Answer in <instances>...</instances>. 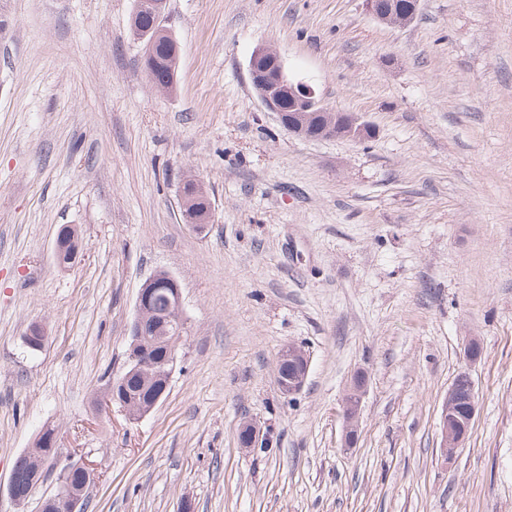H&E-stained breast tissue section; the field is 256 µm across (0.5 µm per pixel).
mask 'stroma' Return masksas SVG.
Segmentation results:
<instances>
[{"label": "stroma", "instance_id": "stroma-1", "mask_svg": "<svg viewBox=\"0 0 512 512\" xmlns=\"http://www.w3.org/2000/svg\"><path fill=\"white\" fill-rule=\"evenodd\" d=\"M418 3L402 26L365 0H167L165 95L136 0H0V490L52 421L62 463L95 469L87 512H512V0ZM259 46L372 138L289 133L252 88ZM190 174L213 206L201 233L179 215ZM70 224L84 250L63 270ZM160 269L187 332L167 398L131 422L93 401ZM288 343L311 359L290 399ZM463 370L478 410L447 462ZM246 420L266 445L240 447ZM461 381H466V390L461 391ZM476 413V391L470 374L461 371L448 387V394L440 414L441 454L444 460L462 448L471 435ZM367 389V377L357 374L351 381L343 400V447L353 448L358 440L359 410Z\"/></svg>", "mask_w": 512, "mask_h": 512}]
</instances>
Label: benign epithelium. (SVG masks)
Instances as JSON below:
<instances>
[{
  "label": "benign epithelium",
  "instance_id": "7a95c632",
  "mask_svg": "<svg viewBox=\"0 0 512 512\" xmlns=\"http://www.w3.org/2000/svg\"><path fill=\"white\" fill-rule=\"evenodd\" d=\"M249 77L254 90L264 108L273 113L279 123L296 136L309 139L336 136L334 123H322L317 127L309 125V119L315 112H324L326 108L316 97L315 90L304 81L293 80L284 71L282 59L278 52L259 46L249 59ZM291 103L292 108L285 110L283 102ZM343 126L347 137L359 139L368 124L354 114L344 113ZM169 287L173 314L165 319L155 317L151 311V299L159 284ZM129 361L134 370H141L157 381V391L146 403L138 406V418L150 414L167 395L170 380L176 362L177 351L186 333V319L183 313L180 284L170 272L160 270L146 279L138 291L136 315L132 326ZM280 359L288 362L290 370L277 378L281 394L291 397L299 394L307 381L310 370L309 356L301 348L286 345L280 349ZM367 389L365 374L356 375L351 381L343 400V447L356 445L359 431V410ZM476 413V391L470 374L460 372L448 387V394L440 414L441 454L449 458L467 442L471 435L472 423ZM247 443L245 447L253 448L262 441L263 429L253 421H245L240 427ZM59 455L50 458L56 474L55 493L45 500L51 512H84L83 491L73 488L65 481L71 469L66 464L59 466ZM8 498L10 512H22L25 499L18 493L16 476L10 475L7 493L0 492V501Z\"/></svg>",
  "mask_w": 512,
  "mask_h": 512
}]
</instances>
